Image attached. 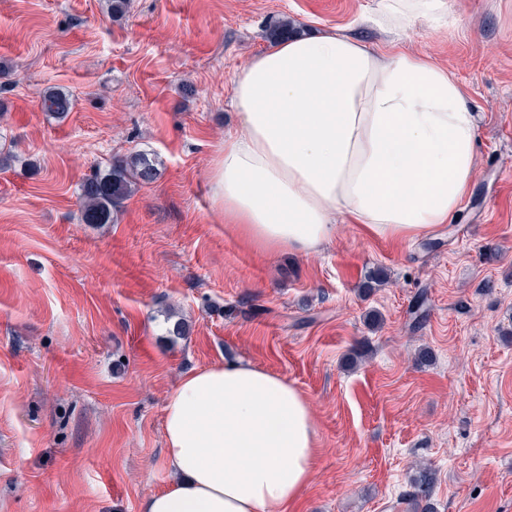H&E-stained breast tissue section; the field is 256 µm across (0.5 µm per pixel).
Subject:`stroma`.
Instances as JSON below:
<instances>
[{"label": "stroma", "instance_id": "1", "mask_svg": "<svg viewBox=\"0 0 512 512\" xmlns=\"http://www.w3.org/2000/svg\"><path fill=\"white\" fill-rule=\"evenodd\" d=\"M445 2L448 30L401 47L476 109L453 222L398 241L341 221L318 253L267 256L211 181L233 75L278 20L381 43L358 22L376 0H132L118 21L106 0H0V512H142L171 481L170 390L236 358L311 404L295 512H421L423 472L437 512H512V0ZM136 150L158 179L84 223L81 180ZM40 103L44 112L58 120L65 119L73 108L70 95L54 87H48L40 93Z\"/></svg>", "mask_w": 512, "mask_h": 512}]
</instances>
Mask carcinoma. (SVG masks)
Here are the masks:
<instances>
[{
	"label": "carcinoma",
	"mask_w": 512,
	"mask_h": 512,
	"mask_svg": "<svg viewBox=\"0 0 512 512\" xmlns=\"http://www.w3.org/2000/svg\"><path fill=\"white\" fill-rule=\"evenodd\" d=\"M44 112L61 120L72 111L70 95L48 87L40 93ZM159 176L158 161L150 153L137 151L112 160L103 171L79 184L82 219L86 224H110L112 214L139 187L153 183Z\"/></svg>",
	"instance_id": "1"
}]
</instances>
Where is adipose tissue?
Here are the masks:
<instances>
[{
  "instance_id": "adipose-tissue-1",
  "label": "adipose tissue",
  "mask_w": 512,
  "mask_h": 512,
  "mask_svg": "<svg viewBox=\"0 0 512 512\" xmlns=\"http://www.w3.org/2000/svg\"><path fill=\"white\" fill-rule=\"evenodd\" d=\"M368 20L390 45L297 35L234 78L240 129L212 180L225 221L260 250L316 252L342 219L412 240L451 223L469 192L473 105L448 69L395 46L421 20L446 30L445 0H378ZM164 428L175 480L143 512H288L317 449L306 396L243 360L184 373Z\"/></svg>"
}]
</instances>
